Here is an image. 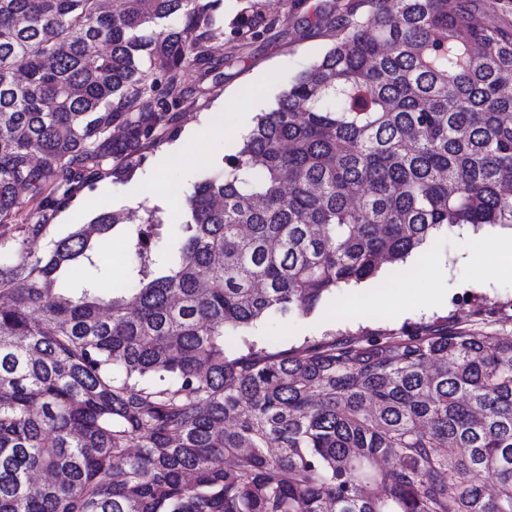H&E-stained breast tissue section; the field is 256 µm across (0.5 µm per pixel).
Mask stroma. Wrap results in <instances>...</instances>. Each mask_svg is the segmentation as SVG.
<instances>
[{"mask_svg": "<svg viewBox=\"0 0 512 512\" xmlns=\"http://www.w3.org/2000/svg\"><path fill=\"white\" fill-rule=\"evenodd\" d=\"M336 0H259L269 24L247 41L233 30L246 0H223L224 33L210 42L206 64L186 71L187 90L174 111L179 134L194 129L198 138L170 156L173 140L146 149L131 179L110 171L93 176L67 207L51 216L53 234L86 224L103 209L145 216L153 207L167 223H181L186 198L197 182L234 154L252 129L257 114L275 106L289 82L329 46ZM491 235L512 238L499 225L441 229L412 252L430 263L427 277L406 278L408 263L382 264L377 275L352 283L327 297L310 314L272 316L251 331L272 351L304 341H361L382 333L401 335L422 326L461 327L512 337V274L481 266L467 248Z\"/></svg>", "mask_w": 512, "mask_h": 512, "instance_id": "1", "label": "stroma"}]
</instances>
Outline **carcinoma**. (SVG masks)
Returning <instances> with one entry per match:
<instances>
[{
	"label": "carcinoma",
	"instance_id": "cac0c4a2",
	"mask_svg": "<svg viewBox=\"0 0 512 512\" xmlns=\"http://www.w3.org/2000/svg\"><path fill=\"white\" fill-rule=\"evenodd\" d=\"M220 4L0 0V512H512L511 339L224 345L444 226L512 227V26L479 18L512 0H349L177 236L127 232L129 287H58L127 217L46 213L170 134Z\"/></svg>",
	"mask_w": 512,
	"mask_h": 512
}]
</instances>
